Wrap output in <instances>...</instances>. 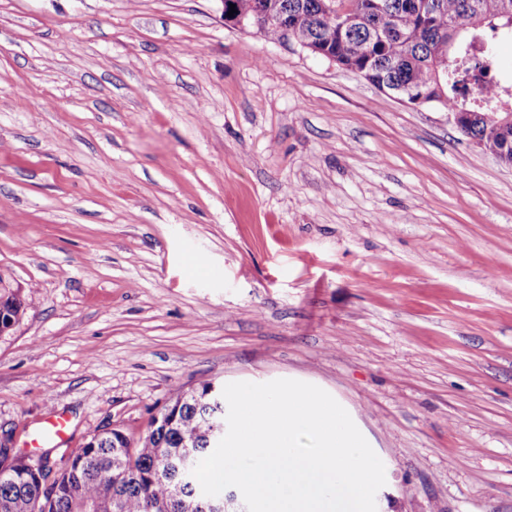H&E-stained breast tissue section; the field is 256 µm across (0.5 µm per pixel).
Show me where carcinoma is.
I'll list each match as a JSON object with an SVG mask.
<instances>
[{"instance_id":"obj_1","label":"carcinoma","mask_w":512,"mask_h":512,"mask_svg":"<svg viewBox=\"0 0 512 512\" xmlns=\"http://www.w3.org/2000/svg\"><path fill=\"white\" fill-rule=\"evenodd\" d=\"M272 3L288 7L292 39L311 53L331 55L375 85L464 113L459 132L512 162V131L493 120L504 99L490 77L496 44L484 35H512V0H347L342 26L326 0ZM22 312L18 294H0V329H10ZM164 413L166 420L136 441L107 429L53 461L1 447L0 512H200L207 500L191 468L216 444L211 428L224 415L217 384L201 381L178 392ZM50 465L57 479L48 493L35 472Z\"/></svg>"}]
</instances>
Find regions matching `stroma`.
<instances>
[{
    "label": "stroma",
    "instance_id": "1",
    "mask_svg": "<svg viewBox=\"0 0 512 512\" xmlns=\"http://www.w3.org/2000/svg\"><path fill=\"white\" fill-rule=\"evenodd\" d=\"M223 9L0 0V435L56 459L294 376L358 412L385 512H512V167ZM3 312V320L1 318ZM23 312V303L16 293L0 294V332L9 330L18 320Z\"/></svg>",
    "mask_w": 512,
    "mask_h": 512
}]
</instances>
